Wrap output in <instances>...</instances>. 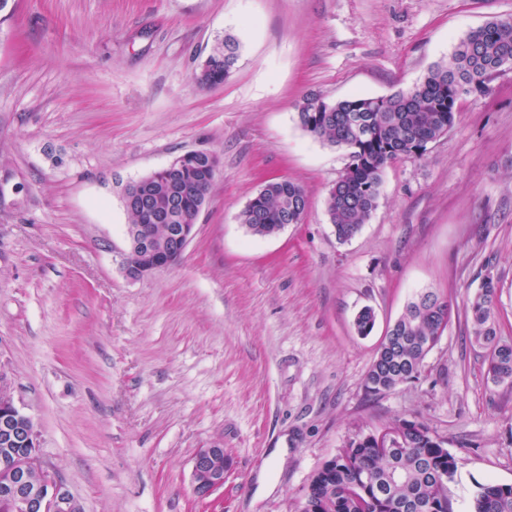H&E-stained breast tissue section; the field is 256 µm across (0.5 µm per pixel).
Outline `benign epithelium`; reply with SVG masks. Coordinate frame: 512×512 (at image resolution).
<instances>
[{
  "instance_id": "obj_1",
  "label": "benign epithelium",
  "mask_w": 512,
  "mask_h": 512,
  "mask_svg": "<svg viewBox=\"0 0 512 512\" xmlns=\"http://www.w3.org/2000/svg\"><path fill=\"white\" fill-rule=\"evenodd\" d=\"M127 204L136 209L152 206V200L141 181L124 190ZM155 224L165 225V246H156L154 224L126 226V248L120 253V265L131 278H140L166 268L184 253L195 233L193 224L169 223L170 210L154 209ZM137 261H128L129 255ZM0 446L17 452L0 459V498L11 502L16 512H81L78 502L63 484L45 467L39 457V434L33 420L21 411L11 396L0 386ZM407 439L393 428L373 435L378 448L406 446ZM224 456V448L215 445L201 448L193 459L192 484L195 495L210 497L224 487V468L216 460Z\"/></svg>"
}]
</instances>
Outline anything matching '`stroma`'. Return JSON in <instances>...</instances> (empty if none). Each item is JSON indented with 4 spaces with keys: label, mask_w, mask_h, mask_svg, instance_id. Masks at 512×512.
Instances as JSON below:
<instances>
[{
    "label": "stroma",
    "mask_w": 512,
    "mask_h": 512,
    "mask_svg": "<svg viewBox=\"0 0 512 512\" xmlns=\"http://www.w3.org/2000/svg\"><path fill=\"white\" fill-rule=\"evenodd\" d=\"M512 0H10L0 12V384L83 512H298L357 433L426 425L455 457L452 512L512 484V385L486 374L463 304L492 278L512 343V69L461 100L422 156L386 168L351 240L326 212L344 151L299 125L333 102L411 88ZM241 55L221 85L192 74L216 39ZM191 150L219 159L181 258L145 278L119 263L126 185ZM273 178L300 223L247 233ZM451 320L417 379H364L407 303ZM375 324L359 335L355 317ZM223 446V488L198 499L193 458ZM286 449L283 464L272 449ZM275 489L258 495L260 477ZM306 200L297 183L288 179L269 180L250 198L238 219L253 236L270 237L284 228V215L294 208L300 213Z\"/></svg>",
    "instance_id": "1"
}]
</instances>
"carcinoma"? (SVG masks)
<instances>
[{
  "label": "carcinoma",
  "instance_id": "1",
  "mask_svg": "<svg viewBox=\"0 0 512 512\" xmlns=\"http://www.w3.org/2000/svg\"><path fill=\"white\" fill-rule=\"evenodd\" d=\"M240 41L227 34L217 39L193 73L201 87L219 85L238 60ZM504 58L512 60V18L492 20L469 31L450 59L431 66L412 88L388 97L353 96L336 102L305 97L298 105L301 128L323 144L346 152L348 163L328 191L326 210L336 238L355 237L376 209L385 169L396 160L418 154L452 128L460 100L482 95ZM216 174L200 158L178 159L170 171L151 172L143 182L163 191L173 186L180 204L173 224H195L208 200ZM307 196L288 179L269 180L248 201L239 222L254 236L278 234L284 215L303 210ZM497 287L483 281L478 295L465 305L470 339L486 349L487 376L496 384H512V343L501 340L496 320ZM451 316V304L427 292L405 307L389 330L390 343L375 357L364 386L377 396L410 381L421 372L427 354L439 341ZM408 447L396 454L374 448L367 440L352 441L336 453V468L319 469L300 512H357L347 494L351 487L369 484L365 512H407L404 506L436 503L438 512H452L446 485L436 475L456 471L455 457L425 425L402 420ZM472 512H512V486L489 483L479 487Z\"/></svg>",
  "mask_w": 512,
  "mask_h": 512
}]
</instances>
